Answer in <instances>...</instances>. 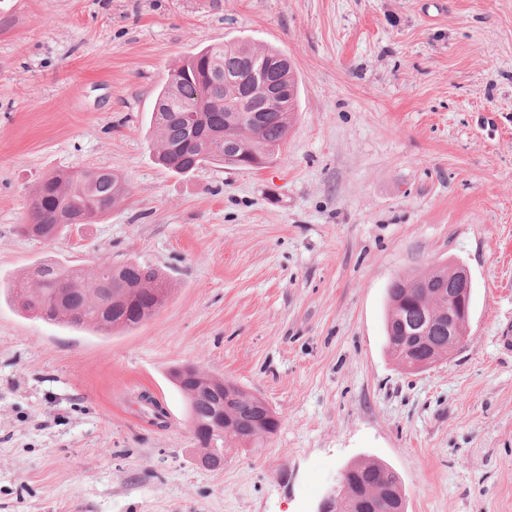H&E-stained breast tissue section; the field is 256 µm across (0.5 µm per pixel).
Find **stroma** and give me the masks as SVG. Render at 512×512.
<instances>
[{"mask_svg":"<svg viewBox=\"0 0 512 512\" xmlns=\"http://www.w3.org/2000/svg\"><path fill=\"white\" fill-rule=\"evenodd\" d=\"M224 41L291 60L288 141L258 171L170 172L156 92ZM90 167L126 177L123 203L20 233L41 178ZM49 261L141 262L170 292L109 334L0 301V512H315L363 459L406 512H512V0H0V284ZM437 263L470 275L469 339L413 373L386 290ZM184 364L278 431L203 467Z\"/></svg>","mask_w":512,"mask_h":512,"instance_id":"1","label":"stroma"}]
</instances>
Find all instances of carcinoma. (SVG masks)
<instances>
[{"label":"carcinoma","instance_id":"obj_1","mask_svg":"<svg viewBox=\"0 0 512 512\" xmlns=\"http://www.w3.org/2000/svg\"><path fill=\"white\" fill-rule=\"evenodd\" d=\"M251 80L268 77L281 92L267 96L243 95L241 87L216 82L224 73ZM297 104V81L288 58L274 48L257 49L246 42L206 46L170 70L158 94L151 123L158 133L157 161L176 173H189L210 164L244 168L261 161L270 164L286 142ZM128 186L120 175L107 169L57 173L36 186L29 214L33 228L27 233L50 239L71 224H95L121 203ZM444 265L431 273L430 288L416 287L414 277H398L387 289V351L397 363L413 357L404 326L418 324L448 299L436 297V288L448 280ZM64 294L61 304L52 295ZM168 285L156 269L125 262L104 263L88 273L60 263H41L25 280L7 289L11 302L26 312L53 324L82 328L133 329L151 319L164 305ZM112 299H107L106 295ZM201 372H176L173 378L186 396L190 417L210 420V406L190 392L199 388ZM252 403L242 400L233 431L220 436L201 434L198 447L210 442L226 448L244 447L273 435L276 428L256 427ZM347 496L336 502L333 512H405L406 503L399 476L387 465L364 460L347 467Z\"/></svg>","mask_w":512,"mask_h":512}]
</instances>
